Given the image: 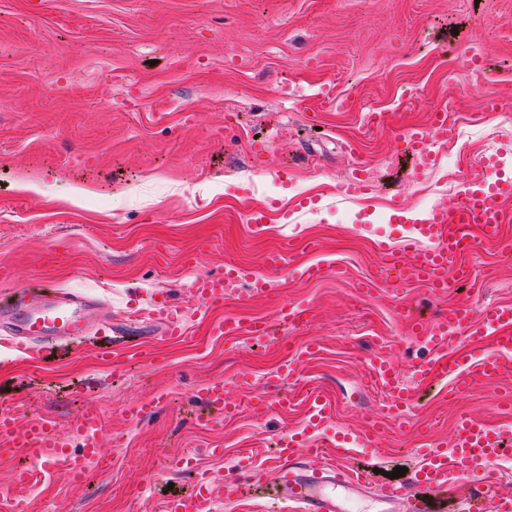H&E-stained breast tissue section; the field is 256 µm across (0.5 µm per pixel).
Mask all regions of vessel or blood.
I'll list each match as a JSON object with an SVG mask.
<instances>
[{
  "instance_id": "vessel-or-blood-1",
  "label": "vessel or blood",
  "mask_w": 512,
  "mask_h": 512,
  "mask_svg": "<svg viewBox=\"0 0 512 512\" xmlns=\"http://www.w3.org/2000/svg\"><path fill=\"white\" fill-rule=\"evenodd\" d=\"M456 120L447 108L433 115L428 132L408 130L410 148L423 160H430V147L455 137ZM512 197V182L501 178L488 181L485 188H468L445 200L417 219L410 236L399 245H384L386 266L398 273L397 286L424 284L434 296L446 294L449 284L464 282L470 268L464 262L473 242L466 234L468 225H479L486 242L497 241L507 220L504 201ZM282 252L268 255L263 269L225 266L218 275L202 273L191 284V297L200 314H207L224 301L227 285H236V313L211 323L212 335L224 340L270 336L272 325L247 314L253 303L269 305L284 321L309 318V303L285 299L269 275L286 270ZM149 319L167 340L185 338L187 328L183 310L174 293L155 295L149 310H133L120 318L98 310L96 301L84 294L47 285H18L0 298V344L42 358L46 352L67 351L71 343L94 334L99 343L97 355L106 361L123 356L148 360L152 353L141 336L140 321ZM412 330L429 348L412 366L415 380L443 381L449 399L465 396L477 379L512 378V305H457L440 312L433 323L412 321ZM317 352L309 344L286 369L267 376L264 390L252 387L250 378L237 383L249 389L256 406L287 413L288 402L269 396V389L281 386L296 376L303 364ZM368 369L389 391L386 407L379 409L381 420H394L414 427L417 395L401 381V370L383 356L373 357ZM201 396L208 411L219 416L237 412L240 404L224 381L216 380L203 388ZM336 413L334 400L323 395L310 398L307 422L302 429L278 434L274 457L263 467L271 473V497L282 503L286 512H356L364 499H372L378 512H439L456 484L464 490L458 501L460 512H512V491L497 480L500 436L497 426L462 414L449 442L431 443L422 453L421 464L404 479L377 486L370 470L351 465L353 452L347 439H333L329 449L319 448V437ZM81 437L80 451L69 448L67 438L56 434L53 424L30 421L17 429L12 415L0 413V458L31 454L43 464L63 465L70 478L78 479L88 468V460L104 447L99 416L87 411L71 428ZM250 452H242L234 471L225 475L222 489H215L210 476L194 478L191 492L170 498L165 512H216L218 501L235 503L247 499L259 487V467Z\"/></svg>"
}]
</instances>
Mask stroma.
<instances>
[{
    "label": "stroma",
    "instance_id": "obj_1",
    "mask_svg": "<svg viewBox=\"0 0 512 512\" xmlns=\"http://www.w3.org/2000/svg\"><path fill=\"white\" fill-rule=\"evenodd\" d=\"M475 43L484 62L472 70L465 54ZM286 80L300 91L288 102L276 94ZM325 82L350 110L316 98ZM441 104L456 114L457 135L422 170L402 133L427 126ZM372 110L390 113L387 127H365ZM494 157L512 179V0H0V258L12 263L0 292L40 280L119 315L172 289L191 332L185 343L156 340L152 362L101 361L93 337L43 362L0 349V410L64 432L90 409L105 438L103 462L80 481L58 468L22 484L26 456L0 462V512H163L170 492L193 480L169 471L170 458L188 455L197 470L224 476L239 449L265 453L277 431L302 426L318 392L338 402L334 429L370 428L375 405L345 394L362 387L375 352L409 371L407 311L429 321L452 304H512V223L469 255L482 277L444 298L419 285L398 295L373 278L378 227L396 209L417 217L449 191L478 187ZM356 173L368 192L343 193ZM25 177L37 190L20 189ZM254 196L269 215L259 236L243 211ZM289 235L319 236L324 249L298 246L288 262L341 267L316 283L280 276L287 299L311 304L310 321H277L258 302L251 314L275 324L266 346L209 336L183 256L205 241V271L257 266ZM59 241L63 252L51 256ZM317 339L321 359L280 389L296 402L287 415L249 407L204 426L208 381L243 368L262 376L282 344ZM155 397L161 414L129 420V408ZM418 412L439 439L467 412L512 441V419L480 383L454 401L427 390ZM414 444L412 431L384 427L354 461L384 484L394 468L418 464Z\"/></svg>",
    "mask_w": 512,
    "mask_h": 512
}]
</instances>
